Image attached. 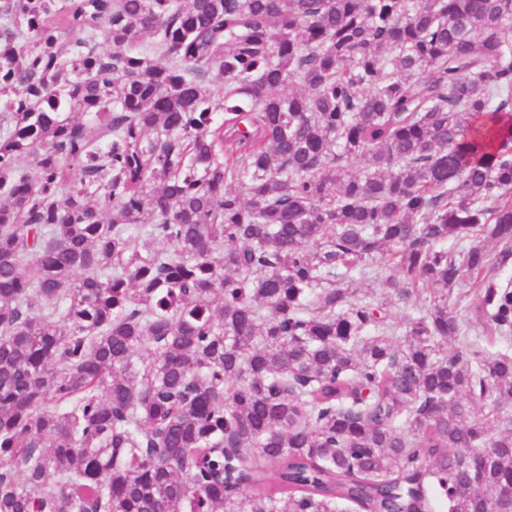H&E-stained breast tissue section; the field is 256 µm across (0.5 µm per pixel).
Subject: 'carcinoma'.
Returning a JSON list of instances; mask_svg holds the SVG:
<instances>
[{"instance_id": "1", "label": "carcinoma", "mask_w": 512, "mask_h": 512, "mask_svg": "<svg viewBox=\"0 0 512 512\" xmlns=\"http://www.w3.org/2000/svg\"><path fill=\"white\" fill-rule=\"evenodd\" d=\"M510 266L512 0H0V512H512Z\"/></svg>"}]
</instances>
